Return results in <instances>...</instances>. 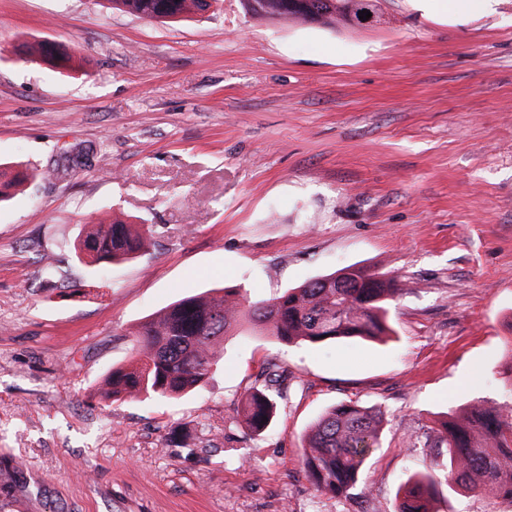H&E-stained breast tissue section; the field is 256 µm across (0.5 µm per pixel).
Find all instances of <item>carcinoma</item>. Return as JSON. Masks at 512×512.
I'll return each mask as SVG.
<instances>
[{
	"mask_svg": "<svg viewBox=\"0 0 512 512\" xmlns=\"http://www.w3.org/2000/svg\"><path fill=\"white\" fill-rule=\"evenodd\" d=\"M116 10L160 22L184 20L208 11L212 0H107ZM247 14L272 21H294L334 28L354 25L360 0H242ZM23 59H39L61 72L74 69L73 57L49 42L23 44ZM31 176L29 168L0 171V202ZM149 230L142 224L115 221L92 224L78 236V262L101 270L133 261L148 249ZM400 291L395 279L348 266L311 279L281 295L250 301L239 288H217L184 297L140 323L129 362L112 369L98 389L101 399L124 396L177 399L203 386L219 364L223 342L247 323L285 345H313L387 334L388 306ZM277 364L265 369L268 379L249 389L236 420L251 435H261L278 412L270 390ZM384 413L352 401L327 409L303 437L304 468L316 491L348 497L362 479L365 464L378 447ZM446 449L448 467L408 478L397 493L393 512H434L439 488L450 492H496L512 506V408L469 407L461 419L448 418L430 427L417 443Z\"/></svg>",
	"mask_w": 512,
	"mask_h": 512,
	"instance_id": "obj_1",
	"label": "carcinoma"
}]
</instances>
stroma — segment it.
Returning a JSON list of instances; mask_svg holds the SVG:
<instances>
[{"mask_svg": "<svg viewBox=\"0 0 512 512\" xmlns=\"http://www.w3.org/2000/svg\"><path fill=\"white\" fill-rule=\"evenodd\" d=\"M62 46L64 73L22 63ZM81 146L91 164L53 178ZM0 512H392L447 454L410 435L512 405V0L451 17L380 0L375 22L268 21L240 0L160 23L106 0H0ZM149 225L146 255L89 275L83 225ZM356 266L393 277L387 335L285 346L242 327L204 390L102 402L134 327L237 286L253 301ZM270 428L233 414L267 361ZM380 407L352 498L319 493L302 437L341 401ZM436 512H512L493 490ZM18 53L22 59H40L60 72L74 69L73 57L66 52L59 51L49 42L22 44L18 48ZM33 176L29 168H18L11 171H0V202L10 200L15 190Z\"/></svg>", "mask_w": 512, "mask_h": 512, "instance_id": "35a3bbf8", "label": "stroma"}]
</instances>
